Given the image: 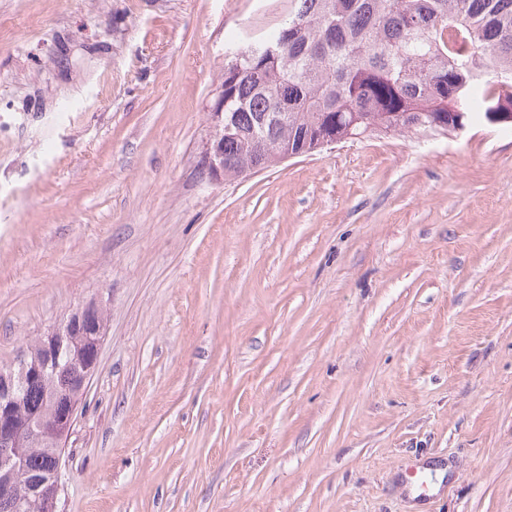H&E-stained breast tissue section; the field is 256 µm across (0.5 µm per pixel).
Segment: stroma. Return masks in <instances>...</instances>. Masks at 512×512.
<instances>
[{"mask_svg": "<svg viewBox=\"0 0 512 512\" xmlns=\"http://www.w3.org/2000/svg\"><path fill=\"white\" fill-rule=\"evenodd\" d=\"M287 14L0 0V364L106 316L57 512H512V126L210 183L233 39ZM407 483L419 497L433 494V481L428 468L418 466L411 469L407 475Z\"/></svg>", "mask_w": 512, "mask_h": 512, "instance_id": "stroma-1", "label": "stroma"}]
</instances>
